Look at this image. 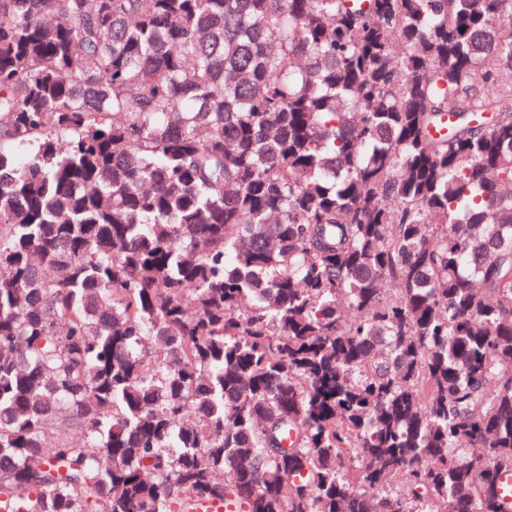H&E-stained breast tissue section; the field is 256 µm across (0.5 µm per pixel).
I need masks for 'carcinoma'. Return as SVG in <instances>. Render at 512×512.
<instances>
[{
	"label": "carcinoma",
	"mask_w": 512,
	"mask_h": 512,
	"mask_svg": "<svg viewBox=\"0 0 512 512\" xmlns=\"http://www.w3.org/2000/svg\"><path fill=\"white\" fill-rule=\"evenodd\" d=\"M509 474L512 0H0V512Z\"/></svg>",
	"instance_id": "1"
}]
</instances>
